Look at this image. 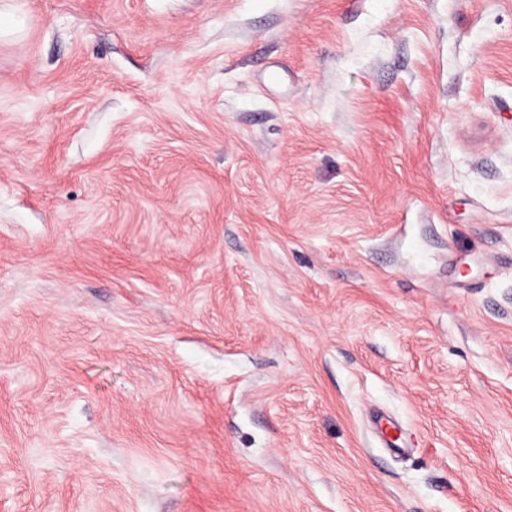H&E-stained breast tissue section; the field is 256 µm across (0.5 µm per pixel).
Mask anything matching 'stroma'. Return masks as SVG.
I'll list each match as a JSON object with an SVG mask.
<instances>
[{
  "label": "stroma",
  "instance_id": "1",
  "mask_svg": "<svg viewBox=\"0 0 512 512\" xmlns=\"http://www.w3.org/2000/svg\"><path fill=\"white\" fill-rule=\"evenodd\" d=\"M0 512H512V0H0Z\"/></svg>",
  "mask_w": 512,
  "mask_h": 512
}]
</instances>
